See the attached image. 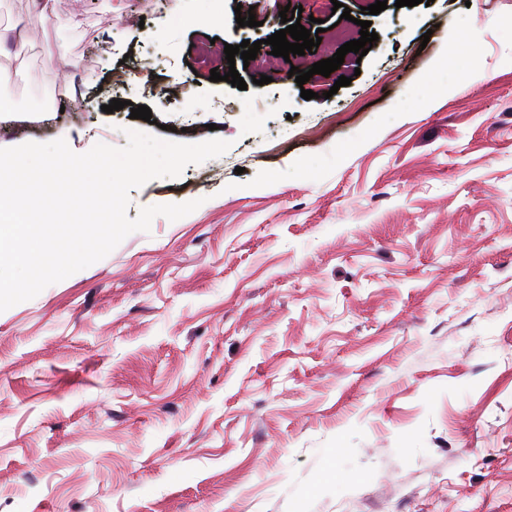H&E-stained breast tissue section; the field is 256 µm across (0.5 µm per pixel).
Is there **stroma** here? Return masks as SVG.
<instances>
[{"label":"stroma","instance_id":"obj_1","mask_svg":"<svg viewBox=\"0 0 512 512\" xmlns=\"http://www.w3.org/2000/svg\"><path fill=\"white\" fill-rule=\"evenodd\" d=\"M342 2L0 0V90L48 103L0 148L229 143L130 192L195 211L0 312V512H512V0ZM320 19L378 35L337 94L289 77L320 47L225 59Z\"/></svg>","mask_w":512,"mask_h":512}]
</instances>
